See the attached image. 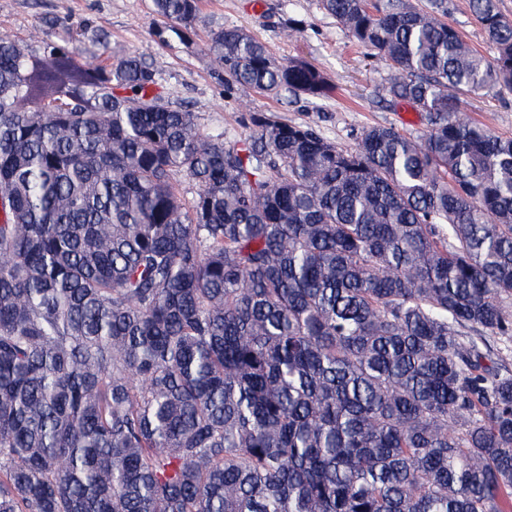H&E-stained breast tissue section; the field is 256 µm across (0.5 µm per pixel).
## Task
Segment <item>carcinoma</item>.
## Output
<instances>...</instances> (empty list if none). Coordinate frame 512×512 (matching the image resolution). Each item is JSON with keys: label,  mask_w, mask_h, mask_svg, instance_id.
I'll return each instance as SVG.
<instances>
[{"label": "carcinoma", "mask_w": 512, "mask_h": 512, "mask_svg": "<svg viewBox=\"0 0 512 512\" xmlns=\"http://www.w3.org/2000/svg\"><path fill=\"white\" fill-rule=\"evenodd\" d=\"M320 6L422 132L228 140L141 56L0 41V512H512V137L461 99L512 93V21L470 0L489 58L448 0ZM207 38L229 86L333 91ZM448 22L473 48L488 55L485 34L471 16L469 0H448Z\"/></svg>", "instance_id": "carcinoma-1"}]
</instances>
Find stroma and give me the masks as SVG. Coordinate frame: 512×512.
I'll return each mask as SVG.
<instances>
[{"instance_id": "obj_1", "label": "stroma", "mask_w": 512, "mask_h": 512, "mask_svg": "<svg viewBox=\"0 0 512 512\" xmlns=\"http://www.w3.org/2000/svg\"><path fill=\"white\" fill-rule=\"evenodd\" d=\"M202 26L187 43L162 46L153 33L159 23L152 0H0V36L35 50L60 44L85 28L105 34L106 46L84 41L79 59L107 66L113 54L136 52L158 60V92L164 100L195 112L204 131L236 137L251 114L265 113L288 123L316 126L329 140L350 147L363 129L392 125L416 133L423 121L409 106L390 107L377 93L388 70L369 51L352 43L319 0H200ZM245 30L266 43L280 60L303 58L321 69L335 87L327 99L288 93L274 97L247 89H227L224 72L205 48L208 31ZM463 110L472 119L512 136V95L470 94Z\"/></svg>"}]
</instances>
